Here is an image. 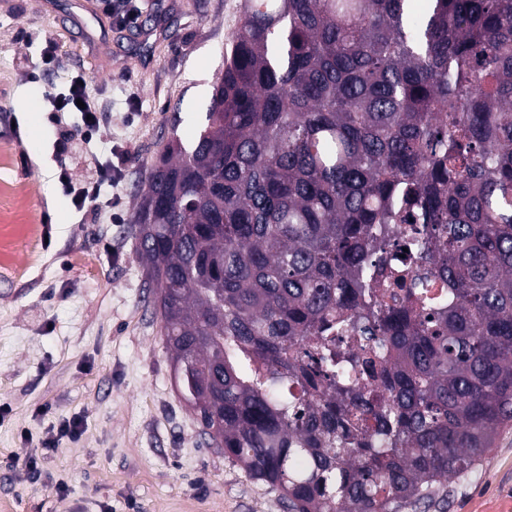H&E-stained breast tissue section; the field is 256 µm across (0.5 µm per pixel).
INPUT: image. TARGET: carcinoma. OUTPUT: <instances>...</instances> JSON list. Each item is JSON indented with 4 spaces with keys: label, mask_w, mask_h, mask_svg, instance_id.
Listing matches in <instances>:
<instances>
[{
    "label": "carcinoma",
    "mask_w": 512,
    "mask_h": 512,
    "mask_svg": "<svg viewBox=\"0 0 512 512\" xmlns=\"http://www.w3.org/2000/svg\"><path fill=\"white\" fill-rule=\"evenodd\" d=\"M245 0L141 194L180 397L288 512L448 501L512 424V0Z\"/></svg>",
    "instance_id": "1"
}]
</instances>
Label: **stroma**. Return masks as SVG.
I'll use <instances>...</instances> for the list:
<instances>
[{"mask_svg": "<svg viewBox=\"0 0 512 512\" xmlns=\"http://www.w3.org/2000/svg\"><path fill=\"white\" fill-rule=\"evenodd\" d=\"M141 4L150 22L132 39L96 0H0V140L14 146L0 180L29 189L0 207L36 224L1 233L0 512H288L279 490L206 444L175 388L136 252L143 185L172 136L188 143L201 129L244 0ZM77 73L107 119L58 156L43 94ZM117 147L128 160L102 187L114 205L82 217L58 170L88 179ZM75 414L82 436L42 453L53 424ZM33 455L37 480L22 473ZM444 512H512V426Z\"/></svg>", "mask_w": 512, "mask_h": 512, "instance_id": "obj_1", "label": "stroma"}]
</instances>
